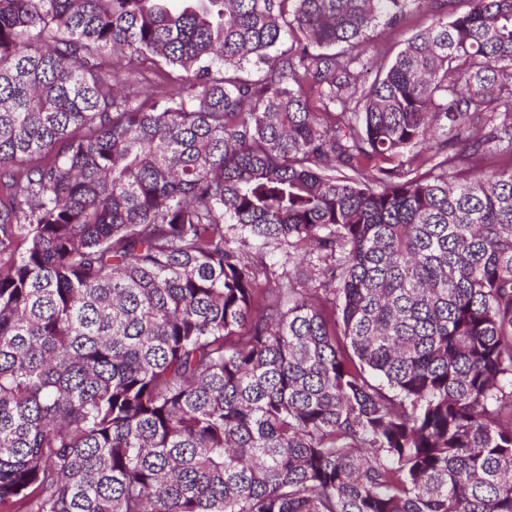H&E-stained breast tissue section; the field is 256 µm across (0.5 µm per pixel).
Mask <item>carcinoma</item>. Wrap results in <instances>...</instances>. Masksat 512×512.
<instances>
[{"mask_svg":"<svg viewBox=\"0 0 512 512\" xmlns=\"http://www.w3.org/2000/svg\"><path fill=\"white\" fill-rule=\"evenodd\" d=\"M455 2L0 0L5 512H512V0ZM416 31L415 27H410L402 31L391 32L390 30L379 27L374 33V41L382 48L391 50V55L402 48L404 41Z\"/></svg>","mask_w":512,"mask_h":512,"instance_id":"cac0c4a2","label":"carcinoma"}]
</instances>
